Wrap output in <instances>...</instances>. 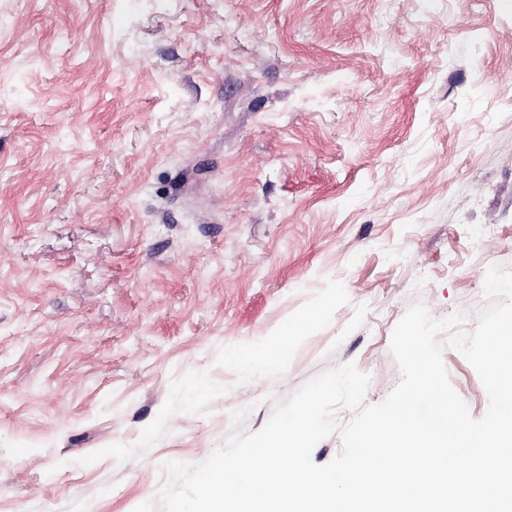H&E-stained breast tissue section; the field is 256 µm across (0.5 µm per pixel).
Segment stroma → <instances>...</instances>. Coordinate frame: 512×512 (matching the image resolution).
<instances>
[{
	"mask_svg": "<svg viewBox=\"0 0 512 512\" xmlns=\"http://www.w3.org/2000/svg\"><path fill=\"white\" fill-rule=\"evenodd\" d=\"M492 265L512 0H0V512H161L163 463L346 362L383 401L396 323L474 329ZM299 326H289L283 330L282 336L276 342H268L263 346L262 353L256 356L253 353L238 351L233 353V359L242 372L249 377H258L267 372L278 369L288 355V335H295Z\"/></svg>",
	"mask_w": 512,
	"mask_h": 512,
	"instance_id": "35a3bbf8",
	"label": "stroma"
}]
</instances>
